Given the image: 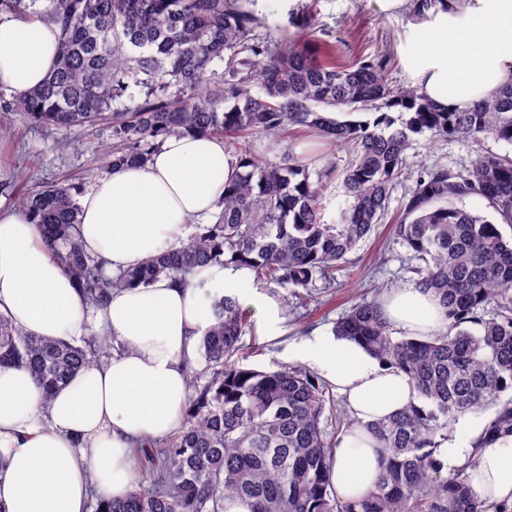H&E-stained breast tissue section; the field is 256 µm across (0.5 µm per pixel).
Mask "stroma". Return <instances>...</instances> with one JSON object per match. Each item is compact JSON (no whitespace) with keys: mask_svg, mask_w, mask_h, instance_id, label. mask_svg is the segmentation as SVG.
<instances>
[{"mask_svg":"<svg viewBox=\"0 0 512 512\" xmlns=\"http://www.w3.org/2000/svg\"><path fill=\"white\" fill-rule=\"evenodd\" d=\"M301 5L314 11L319 38L334 45L338 57L370 60L378 54L387 55L389 82L408 87L401 56L408 10L383 14L372 0H254L252 8L273 26L285 21L289 9ZM0 127L10 131L9 137L0 141V182L33 188L48 179L67 178L81 190H88L91 183L85 178L86 172L105 170L106 155L113 145L112 127L106 123L71 129L40 128L26 123L16 113L0 111ZM247 144L255 154L274 160L287 155L305 159L314 172L323 168L326 157H333L336 174L324 184L322 216L325 223L338 222L346 206L342 179L350 162L348 152H329L324 140L297 129L281 132L275 138L256 133L248 138ZM483 150L512 154V144L491 139L481 143L448 141L426 132L415 135L408 151V164L414 172L434 164L457 171L468 167ZM413 186L410 179L397 183L388 222L378 225L376 232L349 255L336 274L335 289L312 288L307 307H297L295 298L289 297L284 289L265 288L254 279H246L245 286L253 298L273 302L279 311L275 321L253 313L252 329L243 338L247 366L275 370L296 365L304 347L317 337L331 335L336 320L356 297L375 288L385 294L411 287L408 269L412 252L392 235L390 221L401 214Z\"/></svg>","mask_w":512,"mask_h":512,"instance_id":"1","label":"stroma"}]
</instances>
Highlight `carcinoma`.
Wrapping results in <instances>:
<instances>
[{
  "label": "carcinoma",
  "mask_w": 512,
  "mask_h": 512,
  "mask_svg": "<svg viewBox=\"0 0 512 512\" xmlns=\"http://www.w3.org/2000/svg\"><path fill=\"white\" fill-rule=\"evenodd\" d=\"M249 2L0 0L1 12L60 28L54 70L38 87L0 98L1 111L43 127L111 124L113 168L147 161L164 137L179 133L222 137L238 159L214 223L117 276L79 240V187L46 182L23 193L22 206L91 307L106 305L115 288L160 275L183 282L213 263L246 268L256 281L295 294L318 280L333 288L336 269L383 223L394 185L410 175L414 135L512 144V84L438 112L415 91L391 87L386 60L336 59L311 12L291 13L295 32L282 38ZM396 107L394 118L387 110ZM331 112L380 116L340 121ZM294 128L352 153L343 177L348 201L336 224L321 213L332 159L313 180L298 158L273 162L242 146L251 133ZM467 199L512 226V156L483 153L464 174L422 169L392 225L413 252L415 286L446 309V333L393 335L377 297L355 302L335 324V334L399 369L417 392L418 403L365 425L383 464L363 499H340L330 481L339 435L352 423L332 386L301 366L240 365L250 318L224 295L213 298L200 339L203 364L189 368L181 430L136 449L148 484L135 482L123 500L97 499L95 512H224L228 497L251 501L252 512H512V504L477 498L467 466L445 473L439 460L449 430L468 413L486 414L469 440L475 454L512 434V241ZM109 346L99 333L79 341L29 336L0 314V367L26 369L46 404ZM326 417L335 431L323 426Z\"/></svg>",
  "instance_id": "obj_1"
}]
</instances>
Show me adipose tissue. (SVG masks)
Segmentation results:
<instances>
[{"label":"adipose tissue","instance_id":"1","mask_svg":"<svg viewBox=\"0 0 512 512\" xmlns=\"http://www.w3.org/2000/svg\"><path fill=\"white\" fill-rule=\"evenodd\" d=\"M436 0L406 26L404 57L418 96L442 109L495 96L512 83V0ZM59 30L40 17L0 13V91L19 95L40 85L58 59ZM236 159L216 137L172 135L149 162L107 170L81 198L84 250L116 274L176 247L193 224L211 223ZM247 270L215 264L181 283L161 276L113 291L91 311L75 279L56 260L29 215L0 209V313L32 336L79 340L98 332L119 352L77 374L42 403L21 367H0V505L6 512H93L92 498L126 497L132 450L178 431L189 399L188 368L211 320L203 289L239 292ZM385 319L405 335L434 337L448 329L436 298L418 288L388 294ZM303 362L344 397L357 425L342 436L332 466L339 498L356 500L375 485L381 450L364 426L405 408L414 393L397 369L384 366L344 336L304 348ZM444 465H467L482 500L512 501V435L480 453L456 446Z\"/></svg>","mask_w":512,"mask_h":512}]
</instances>
